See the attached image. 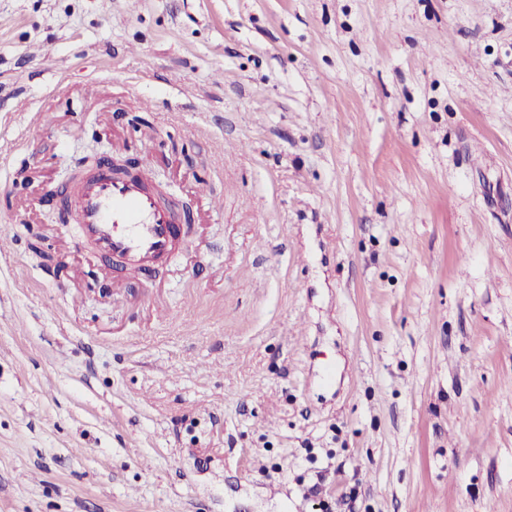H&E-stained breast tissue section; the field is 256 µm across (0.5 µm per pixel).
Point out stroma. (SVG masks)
Segmentation results:
<instances>
[{
    "label": "stroma",
    "instance_id": "35a3bbf8",
    "mask_svg": "<svg viewBox=\"0 0 512 512\" xmlns=\"http://www.w3.org/2000/svg\"><path fill=\"white\" fill-rule=\"evenodd\" d=\"M0 235V512H512V0H0ZM132 166L112 157V170L99 168L73 192L54 190L76 211L81 239L106 265L101 270L105 278L112 274L113 258L133 272H145L169 258L174 247L177 215L144 189L152 179L150 169L145 166L137 177H115L133 172Z\"/></svg>",
    "mask_w": 512,
    "mask_h": 512
}]
</instances>
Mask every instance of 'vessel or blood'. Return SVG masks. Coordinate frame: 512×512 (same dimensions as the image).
Returning a JSON list of instances; mask_svg holds the SVG:
<instances>
[{"label":"vessel or blood","instance_id":"1","mask_svg":"<svg viewBox=\"0 0 512 512\" xmlns=\"http://www.w3.org/2000/svg\"><path fill=\"white\" fill-rule=\"evenodd\" d=\"M150 179L146 168L118 178L104 166L75 190L59 192L78 215L82 240L100 256L103 276L111 275L112 261L143 272L173 251L177 215L146 191Z\"/></svg>","mask_w":512,"mask_h":512}]
</instances>
